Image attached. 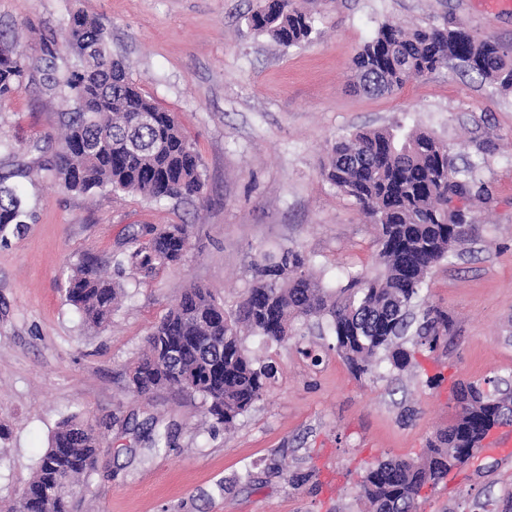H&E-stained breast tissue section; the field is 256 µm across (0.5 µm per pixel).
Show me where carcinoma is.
Here are the masks:
<instances>
[{
  "instance_id": "1",
  "label": "carcinoma",
  "mask_w": 512,
  "mask_h": 512,
  "mask_svg": "<svg viewBox=\"0 0 512 512\" xmlns=\"http://www.w3.org/2000/svg\"><path fill=\"white\" fill-rule=\"evenodd\" d=\"M248 26L284 49L311 39L315 19L298 0H264ZM63 43L72 59L65 72L47 49L42 69L49 90L69 89L70 112L59 149L47 167L68 191L138 194L156 201L200 197L201 159L179 122L146 98L112 59L107 29L81 14L69 17ZM476 74L492 91L512 93V47L461 27L408 29L384 23L351 64L354 87L369 95L401 89L409 80L444 68ZM25 54L0 41V102L26 81ZM480 165L459 166L447 144L421 130H359L337 139L328 157V180L362 211L378 232L375 273H350L335 289L325 287L312 261L284 245L254 264L252 279L236 308L227 310L201 286L187 288L157 323L143 351L129 365L130 389L149 398L162 389L198 397L215 423L229 426L266 396L272 366L244 345L251 333L282 343L298 325L323 319L336 352L355 376L372 374L382 362L402 370L410 363L403 338L404 315L418 310L413 345L436 350L452 323L448 312L422 297L426 278L464 241L473 223L469 207L454 200L485 199ZM23 192L0 177V243L20 233L31 218ZM189 243L186 224L150 228L133 238L130 251L114 259V278L92 259H82L65 282L66 300L90 328L106 323L117 302V277L125 269L144 275L179 263ZM457 417L428 439L417 459L372 463L360 482L367 512H416L422 489L436 485L472 458L488 432L509 422L512 392L493 384L462 383ZM100 441L92 426L72 416L57 427L32 479L20 496L28 512H70L77 478L95 469Z\"/></svg>"
}]
</instances>
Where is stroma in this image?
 <instances>
[{"label": "stroma", "instance_id": "1", "mask_svg": "<svg viewBox=\"0 0 512 512\" xmlns=\"http://www.w3.org/2000/svg\"><path fill=\"white\" fill-rule=\"evenodd\" d=\"M262 0H0V33L33 61L22 90L0 105V174L23 187L31 224L0 245V504L33 476L66 418L88 421L102 447L74 512H362L358 483L372 462L417 458L456 417L461 381L512 379V96L447 68L391 95L351 88L350 62L385 22L461 25L512 46V10L481 0H301L317 20L287 50L252 31ZM99 19L108 47L141 92L176 114L202 161L204 189L154 201L56 185L44 164L66 111L36 63L70 14ZM423 128L459 161L478 160L489 190L474 228L435 266L423 295L453 329L402 370L355 378L332 336L310 327L285 344L245 340L275 363L266 396L231 430L200 399L128 391L126 370L153 325L192 284L237 303L251 267L280 246L310 257L329 287L371 269L375 231L325 178L328 151L359 128ZM185 224L191 248L151 277L127 271V298L105 328L84 326L65 298L73 264L111 266L147 228ZM171 445L149 447L151 421ZM309 482L292 485L295 473ZM512 450L482 446L449 480L423 489L417 512H507Z\"/></svg>", "mask_w": 512, "mask_h": 512}]
</instances>
